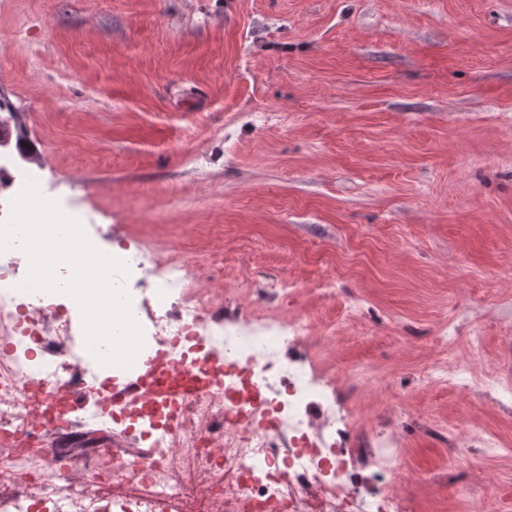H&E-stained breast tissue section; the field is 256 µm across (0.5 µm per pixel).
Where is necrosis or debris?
<instances>
[{"instance_id": "1", "label": "necrosis or debris", "mask_w": 512, "mask_h": 512, "mask_svg": "<svg viewBox=\"0 0 512 512\" xmlns=\"http://www.w3.org/2000/svg\"><path fill=\"white\" fill-rule=\"evenodd\" d=\"M116 257L145 346L170 345L190 371L223 359L224 382L147 409L146 450L70 459L47 447L57 420L36 411L33 392L86 379L96 360L74 347L64 294L22 290L26 254L0 253V512H411L410 493L392 486L403 467L395 436L370 449L365 492L346 449L324 456L337 423L327 393L353 372L283 360L288 345L309 346L306 316L249 312L228 326L223 294L202 286L213 262L146 240Z\"/></svg>"}]
</instances>
